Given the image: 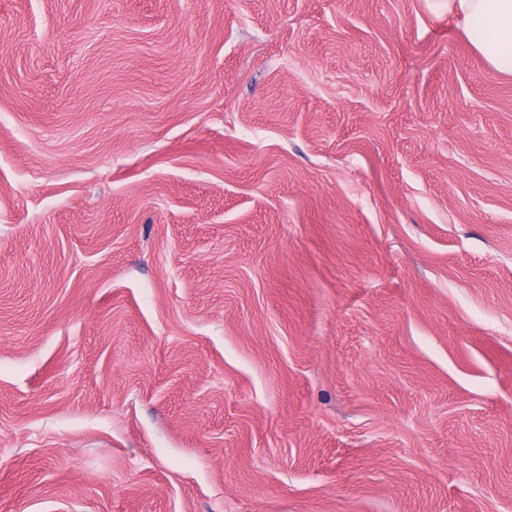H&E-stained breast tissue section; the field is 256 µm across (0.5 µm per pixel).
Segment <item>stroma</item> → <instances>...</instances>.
I'll return each mask as SVG.
<instances>
[{"label": "stroma", "mask_w": 512, "mask_h": 512, "mask_svg": "<svg viewBox=\"0 0 512 512\" xmlns=\"http://www.w3.org/2000/svg\"><path fill=\"white\" fill-rule=\"evenodd\" d=\"M0 512H512V74L448 0H0Z\"/></svg>", "instance_id": "obj_1"}]
</instances>
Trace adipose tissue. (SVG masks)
Masks as SVG:
<instances>
[{"label":"adipose tissue","mask_w":512,"mask_h":512,"mask_svg":"<svg viewBox=\"0 0 512 512\" xmlns=\"http://www.w3.org/2000/svg\"><path fill=\"white\" fill-rule=\"evenodd\" d=\"M448 11L493 66L512 72V0H448Z\"/></svg>","instance_id":"ef3b65f1"}]
</instances>
